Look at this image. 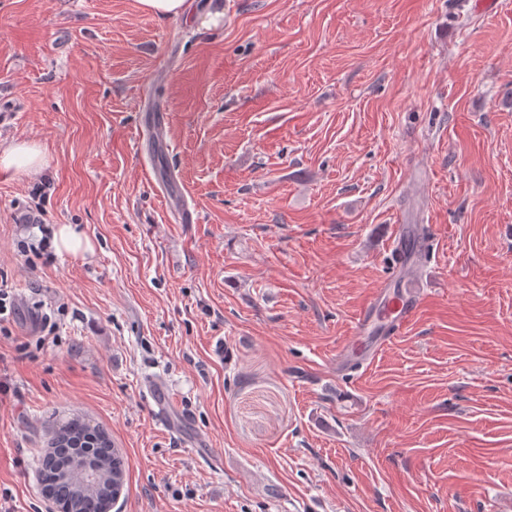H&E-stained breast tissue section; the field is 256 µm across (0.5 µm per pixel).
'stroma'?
I'll return each mask as SVG.
<instances>
[{
    "label": "stroma",
    "instance_id": "stroma-1",
    "mask_svg": "<svg viewBox=\"0 0 512 512\" xmlns=\"http://www.w3.org/2000/svg\"><path fill=\"white\" fill-rule=\"evenodd\" d=\"M477 2L0 0V143L47 149L0 173L10 512H54L62 417L123 455L112 512H512V0ZM28 213L92 251L27 257ZM394 224L438 249L366 366ZM187 0H139L142 10L154 17H170L186 11ZM434 246V239L431 233L427 231L423 236L420 252L414 254L409 261V264H415V270L402 280L398 287L400 288L399 292L387 296V292L384 290L387 288V281H384L382 286L360 313L352 331V343L359 341L363 336L368 334L373 310L379 300L383 303L390 317V330L388 335L382 336L376 340L370 356L362 361L363 364L367 362L370 363L376 355L381 353L397 336L402 334L415 316L419 307L416 291V271L419 269L423 258L434 251Z\"/></svg>",
    "mask_w": 512,
    "mask_h": 512
}]
</instances>
